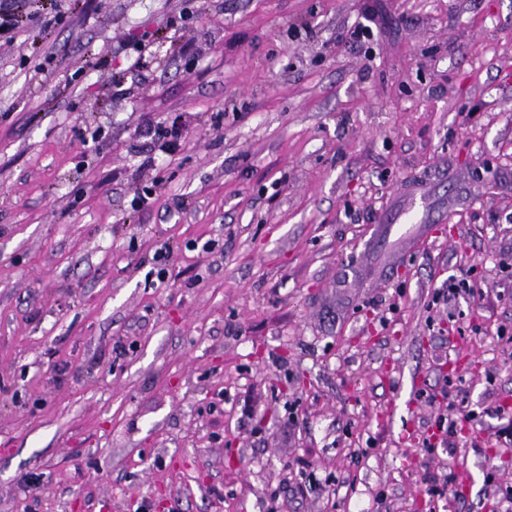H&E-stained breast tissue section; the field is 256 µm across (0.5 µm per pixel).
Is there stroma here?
Wrapping results in <instances>:
<instances>
[{
	"label": "stroma",
	"mask_w": 512,
	"mask_h": 512,
	"mask_svg": "<svg viewBox=\"0 0 512 512\" xmlns=\"http://www.w3.org/2000/svg\"><path fill=\"white\" fill-rule=\"evenodd\" d=\"M61 7L0 45V512H502L512 0Z\"/></svg>",
	"instance_id": "stroma-1"
}]
</instances>
